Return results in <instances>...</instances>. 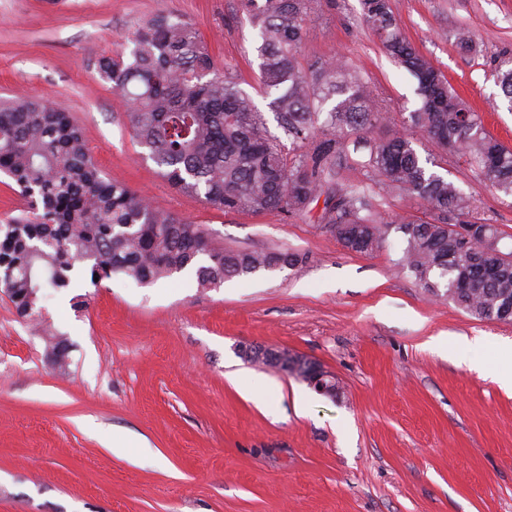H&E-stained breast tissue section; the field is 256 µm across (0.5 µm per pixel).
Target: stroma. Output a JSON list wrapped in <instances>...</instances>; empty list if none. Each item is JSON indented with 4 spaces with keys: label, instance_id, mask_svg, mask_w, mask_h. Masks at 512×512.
Masks as SVG:
<instances>
[{
    "label": "stroma",
    "instance_id": "1",
    "mask_svg": "<svg viewBox=\"0 0 512 512\" xmlns=\"http://www.w3.org/2000/svg\"><path fill=\"white\" fill-rule=\"evenodd\" d=\"M390 3L402 36L512 147V105L493 71L512 52V0ZM160 14L198 29L282 151L295 152L259 87L240 0H0V98L70 112L107 176L199 225L213 246L307 260L216 288L191 271L147 286L77 277L40 301L71 344L63 369L0 292V512H512V389L497 379L512 323L477 320L397 266L400 227L423 214L406 195L372 186L388 245L366 255L343 248L317 213H226L175 191L98 72ZM460 27L471 48L456 45ZM306 28L304 61L345 57L402 128L417 83L359 0H316ZM416 149L512 246V196L457 153L425 139ZM436 336L447 349L432 346ZM255 343L315 360L339 394L244 361L239 347ZM243 373L247 394L231 382ZM116 430L130 449L113 451Z\"/></svg>",
    "mask_w": 512,
    "mask_h": 512
}]
</instances>
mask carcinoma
I'll use <instances>...</instances> for the list:
<instances>
[{
  "instance_id": "obj_1",
  "label": "carcinoma",
  "mask_w": 512,
  "mask_h": 512,
  "mask_svg": "<svg viewBox=\"0 0 512 512\" xmlns=\"http://www.w3.org/2000/svg\"><path fill=\"white\" fill-rule=\"evenodd\" d=\"M240 3L259 32L260 82L274 94L273 112L299 153L282 152L262 113L216 68L190 22L160 15L138 27L129 56L103 57L98 68L132 105L136 142L161 175L178 192L226 213L301 215L322 198L321 223L347 250L369 254L385 247L387 230L372 213L368 190L349 184L326 191L336 159L358 153V164L385 189L407 194L428 212L429 219L404 224L397 264L431 294L445 289L475 318L511 322L512 261L495 242L503 232L474 216L472 202L428 169L415 143L421 136L461 148L506 195H512V148L487 133L481 116L400 36L390 0H360L361 15L416 79L420 102L406 127L378 137L367 133L389 126V113L347 61L302 62L314 0ZM496 78L512 102V54L499 57ZM0 172L29 199L21 216L0 224V289L31 321L41 320V290L67 288L83 272L96 286L114 275L149 285L193 270L208 288L217 279L269 270L277 256L210 246L199 226L103 174L69 113L45 101L0 104ZM459 227L469 237L464 249Z\"/></svg>"
}]
</instances>
